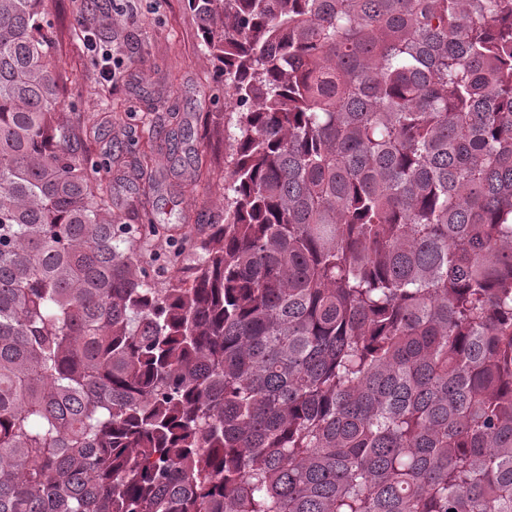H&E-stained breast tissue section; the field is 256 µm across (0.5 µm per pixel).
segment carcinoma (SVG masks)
<instances>
[{
  "mask_svg": "<svg viewBox=\"0 0 512 512\" xmlns=\"http://www.w3.org/2000/svg\"><path fill=\"white\" fill-rule=\"evenodd\" d=\"M187 3L237 112L160 284L0 0V512H512V0Z\"/></svg>",
  "mask_w": 512,
  "mask_h": 512,
  "instance_id": "carcinoma-1",
  "label": "carcinoma"
}]
</instances>
